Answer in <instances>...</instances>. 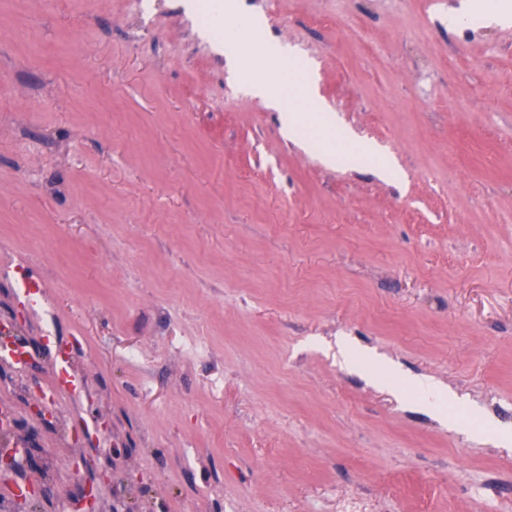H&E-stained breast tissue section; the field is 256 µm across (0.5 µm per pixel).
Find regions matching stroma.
Returning <instances> with one entry per match:
<instances>
[{
  "mask_svg": "<svg viewBox=\"0 0 512 512\" xmlns=\"http://www.w3.org/2000/svg\"><path fill=\"white\" fill-rule=\"evenodd\" d=\"M457 0H242L349 134L329 168L184 0H0V315L88 385L118 512H512V26ZM445 394L427 411L339 341ZM0 492L83 459L13 395ZM449 31L473 27L512 25L511 0H461L448 9Z\"/></svg>",
  "mask_w": 512,
  "mask_h": 512,
  "instance_id": "obj_1",
  "label": "stroma"
}]
</instances>
